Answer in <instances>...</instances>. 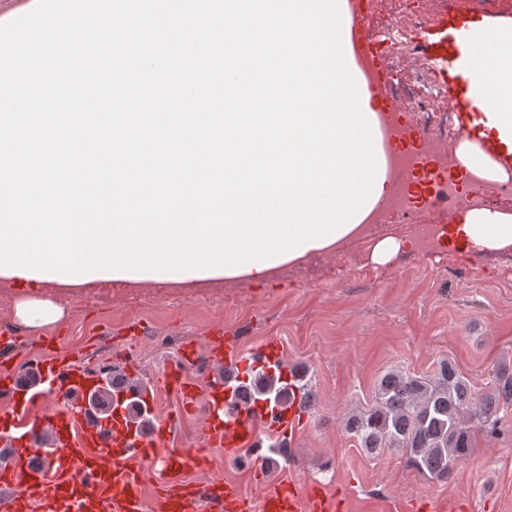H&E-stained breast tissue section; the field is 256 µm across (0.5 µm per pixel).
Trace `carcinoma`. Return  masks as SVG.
Segmentation results:
<instances>
[{
	"label": "carcinoma",
	"instance_id": "obj_1",
	"mask_svg": "<svg viewBox=\"0 0 512 512\" xmlns=\"http://www.w3.org/2000/svg\"><path fill=\"white\" fill-rule=\"evenodd\" d=\"M293 380L285 381L278 370L250 368L243 373L224 371V383L232 388L231 411L246 409L262 400L273 406L285 404L292 390L302 392V404L311 406L312 392L303 366L291 368ZM120 375L110 370L104 383L90 395L91 422L110 417L112 399ZM126 400L128 417L141 426L148 411L140 389L131 385ZM512 406V366L503 364L495 372L492 386L477 393L455 362L444 359L430 378L401 369L379 378L370 408L345 418V430L360 446L373 454L383 448H399L409 466L429 478L444 481L465 461L477 434L494 435L502 425L500 413Z\"/></svg>",
	"mask_w": 512,
	"mask_h": 512
}]
</instances>
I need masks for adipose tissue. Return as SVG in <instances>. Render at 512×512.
<instances>
[{
    "label": "adipose tissue",
    "mask_w": 512,
    "mask_h": 512,
    "mask_svg": "<svg viewBox=\"0 0 512 512\" xmlns=\"http://www.w3.org/2000/svg\"><path fill=\"white\" fill-rule=\"evenodd\" d=\"M486 36L497 44L480 65L481 90L472 93L477 111L467 113L468 135L458 155L489 179L512 178V22L496 21ZM437 245L460 260L512 250V214L497 209L460 211L454 224L439 226Z\"/></svg>",
    "instance_id": "1"
}]
</instances>
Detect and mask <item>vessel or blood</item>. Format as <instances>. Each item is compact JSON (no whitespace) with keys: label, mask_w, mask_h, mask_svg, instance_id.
<instances>
[{"label":"vessel or blood","mask_w":512,"mask_h":512,"mask_svg":"<svg viewBox=\"0 0 512 512\" xmlns=\"http://www.w3.org/2000/svg\"><path fill=\"white\" fill-rule=\"evenodd\" d=\"M358 12H350L345 31L346 48L362 60L371 73L372 89H382L386 75L377 43L363 36ZM483 15L446 11L419 31L417 47L440 83L455 81L471 86L475 63L486 50ZM213 364L246 370L281 362L277 341L269 340L251 353L228 341L207 349ZM38 373L49 376L55 387L53 400L19 383L13 370L0 371V390L13 400L0 415V430L12 434L14 451L0 467V512H335L324 493L304 491L282 483L265 491L259 500L243 496L232 481L197 485L182 480L184 468L202 467L207 448L220 446L234 458L255 437L257 428L279 436L296 432L302 413L298 400L281 406L259 401L251 409L231 412L232 393L222 380L202 383L189 378L182 366L164 373V382L176 393L184 410H203L201 451L169 449L163 459L154 450L164 444L168 428L153 430L129 422L123 406L114 405L104 427L91 424L80 396L94 385L92 377L73 361L61 357L39 362ZM161 464L163 480L154 497H147L141 464Z\"/></svg>","instance_id":"1"}]
</instances>
